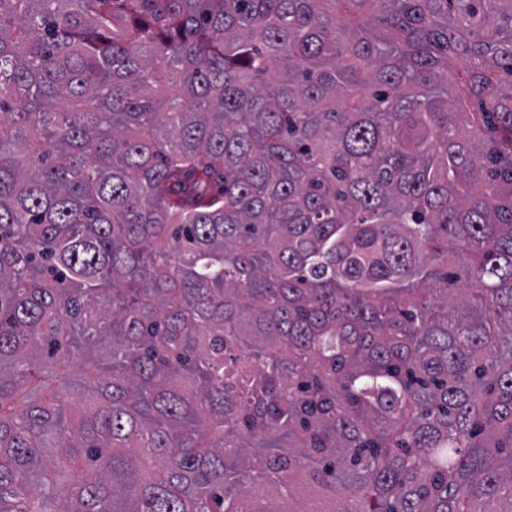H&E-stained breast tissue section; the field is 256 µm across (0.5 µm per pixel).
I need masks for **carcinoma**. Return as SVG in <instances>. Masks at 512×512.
I'll list each match as a JSON object with an SVG mask.
<instances>
[{"label": "carcinoma", "instance_id": "carcinoma-1", "mask_svg": "<svg viewBox=\"0 0 512 512\" xmlns=\"http://www.w3.org/2000/svg\"><path fill=\"white\" fill-rule=\"evenodd\" d=\"M0 512H512V0H0Z\"/></svg>", "mask_w": 512, "mask_h": 512}]
</instances>
